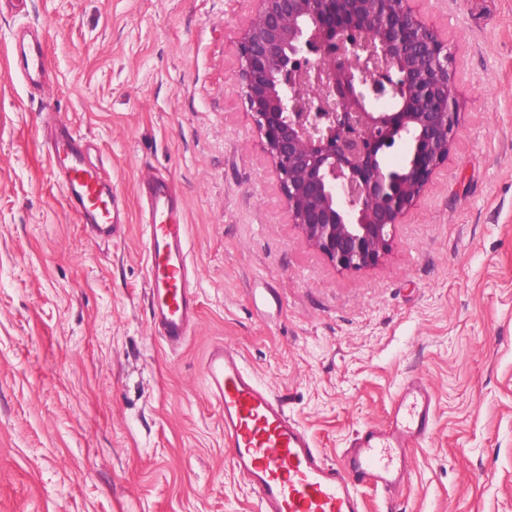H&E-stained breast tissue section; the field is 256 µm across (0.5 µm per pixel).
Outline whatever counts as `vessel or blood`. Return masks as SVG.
I'll return each mask as SVG.
<instances>
[{
    "label": "vessel or blood",
    "instance_id": "vessel-or-blood-1",
    "mask_svg": "<svg viewBox=\"0 0 512 512\" xmlns=\"http://www.w3.org/2000/svg\"><path fill=\"white\" fill-rule=\"evenodd\" d=\"M46 61V39L33 35L21 59L28 82L42 75ZM47 151L70 210L93 239L111 241L119 229V209L100 169L87 163L80 139L59 127ZM141 187L151 327L163 343L176 347L191 335L197 311L187 227L166 183L146 173ZM204 375L208 395L223 410L224 441L234 468L257 496L261 512H363L360 488L395 490L410 445L426 436L434 420L427 388L413 382L401 389L386 426L359 432L331 464L282 400L246 371L236 349L211 347Z\"/></svg>",
    "mask_w": 512,
    "mask_h": 512
}]
</instances>
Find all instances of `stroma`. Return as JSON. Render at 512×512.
I'll use <instances>...</instances> for the list:
<instances>
[{
	"mask_svg": "<svg viewBox=\"0 0 512 512\" xmlns=\"http://www.w3.org/2000/svg\"><path fill=\"white\" fill-rule=\"evenodd\" d=\"M447 35L462 123L392 250L342 272L291 224L247 112L237 42L252 0H26L0 12V512H259L204 387L236 348L338 460L422 380L434 427L399 493L364 512H512V0H417ZM47 35L50 86L15 34ZM80 133L124 211L112 242L68 210L47 113ZM188 226L198 319L154 335L141 175ZM271 288L277 311L256 307Z\"/></svg>",
	"mask_w": 512,
	"mask_h": 512,
	"instance_id": "1",
	"label": "stroma"
}]
</instances>
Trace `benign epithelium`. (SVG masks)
<instances>
[{"mask_svg":"<svg viewBox=\"0 0 512 512\" xmlns=\"http://www.w3.org/2000/svg\"><path fill=\"white\" fill-rule=\"evenodd\" d=\"M253 2L239 77L292 223L338 269L372 267L457 135L448 41L412 0Z\"/></svg>","mask_w":512,"mask_h":512,"instance_id":"benign-epithelium-1","label":"benign epithelium"}]
</instances>
